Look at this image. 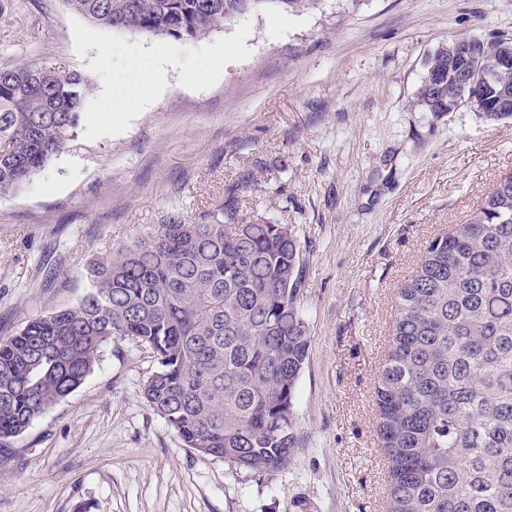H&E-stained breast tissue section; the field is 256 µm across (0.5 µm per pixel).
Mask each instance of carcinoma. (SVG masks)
I'll list each match as a JSON object with an SVG mask.
<instances>
[{"label":"carcinoma","mask_w":512,"mask_h":512,"mask_svg":"<svg viewBox=\"0 0 512 512\" xmlns=\"http://www.w3.org/2000/svg\"><path fill=\"white\" fill-rule=\"evenodd\" d=\"M96 26L197 40L261 8L315 0H66ZM482 115L512 120V70L482 64L501 40L470 37ZM417 104L448 109V49L427 61ZM85 74L0 70V193L58 158L92 94ZM76 305L0 339V440L23 435L80 387L101 348L132 337L155 354L149 406L187 448L242 470L287 466L295 391L309 350L299 310L301 252L286 224L171 219L89 269ZM375 389L389 461L385 512H512V173L469 221L433 241L396 296Z\"/></svg>","instance_id":"obj_1"}]
</instances>
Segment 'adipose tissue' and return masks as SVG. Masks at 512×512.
Masks as SVG:
<instances>
[{
  "instance_id": "1",
  "label": "adipose tissue",
  "mask_w": 512,
  "mask_h": 512,
  "mask_svg": "<svg viewBox=\"0 0 512 512\" xmlns=\"http://www.w3.org/2000/svg\"><path fill=\"white\" fill-rule=\"evenodd\" d=\"M181 55L179 47H170L165 55L133 53L112 65V80L121 87L123 95L117 100L115 109H142L150 103L148 88L163 83L167 65L177 61Z\"/></svg>"
}]
</instances>
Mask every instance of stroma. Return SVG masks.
<instances>
[{
    "instance_id": "stroma-1",
    "label": "stroma",
    "mask_w": 512,
    "mask_h": 512,
    "mask_svg": "<svg viewBox=\"0 0 512 512\" xmlns=\"http://www.w3.org/2000/svg\"><path fill=\"white\" fill-rule=\"evenodd\" d=\"M512 38V0H316L188 42L151 105L106 110L112 63L160 37L102 29L66 0H0V70L52 66L93 93L63 153L0 194V338L79 303L90 262L170 218L288 225L310 336L298 445L270 472L183 445L147 404V346L115 338L86 382L0 449V512H384L375 387L395 297L430 244L512 172V122L415 107L427 57Z\"/></svg>"
}]
</instances>
